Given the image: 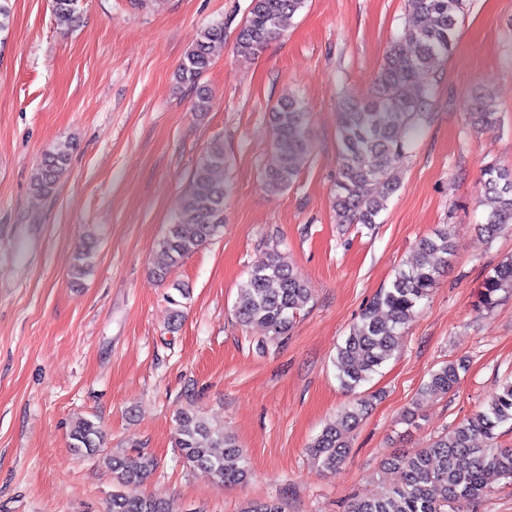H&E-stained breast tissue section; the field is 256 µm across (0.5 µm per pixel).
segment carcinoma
I'll list each match as a JSON object with an SVG mask.
<instances>
[{
    "instance_id": "1",
    "label": "carcinoma",
    "mask_w": 512,
    "mask_h": 512,
    "mask_svg": "<svg viewBox=\"0 0 512 512\" xmlns=\"http://www.w3.org/2000/svg\"><path fill=\"white\" fill-rule=\"evenodd\" d=\"M306 0H251L249 15L237 33L239 56L249 59L280 38ZM417 25L400 34L365 98H346L338 113L341 168L332 207L339 224H375L398 188L390 160L411 147L415 123L427 104V91L418 86L420 74L438 68L450 52L463 14V0H407ZM224 44V27L204 30L185 53L175 78L181 85H196L209 67L215 47ZM474 125L494 130L497 112L482 97L471 108ZM308 114L294 97L281 101L272 113L275 164L267 172L270 183L289 186L312 153L306 137ZM74 144L70 141L45 154L34 190L50 195L69 167ZM224 145L212 143L196 167L182 211L169 225L159 245L156 269L164 276L198 247L217 236L224 224ZM488 208L479 231L489 237L512 225V168L488 163L483 169ZM453 233L435 232L418 245L415 262L400 267L390 287L372 299L336 350V377L355 395L353 404L337 415L314 439L309 451L323 471L340 466L347 455L345 433L354 429L374 395L358 392L398 350L406 324L427 299L440 276V265L453 252ZM512 291V261L494 269L482 286L481 304L491 308L498 293ZM309 289L297 270L279 255L255 266L240 287L235 305L237 319L259 323L268 338L288 337L297 313L310 302ZM463 361L448 362L429 374L421 387L428 396L453 391L466 373ZM512 423V381L502 384L484 409L462 420L431 444L393 455L386 461L400 481L382 497L353 501L347 512H464L467 504L489 491L487 478L512 480V448L497 445V430ZM70 448L77 455L101 452L100 426L80 419L72 427ZM175 444L184 462L207 471L221 484H242L250 476L248 460L235 438L212 427L188 406L175 415ZM103 462L115 482L107 512H169L167 503L138 492L156 469L151 456L114 457ZM242 512H287L279 499L252 500Z\"/></svg>"
}]
</instances>
